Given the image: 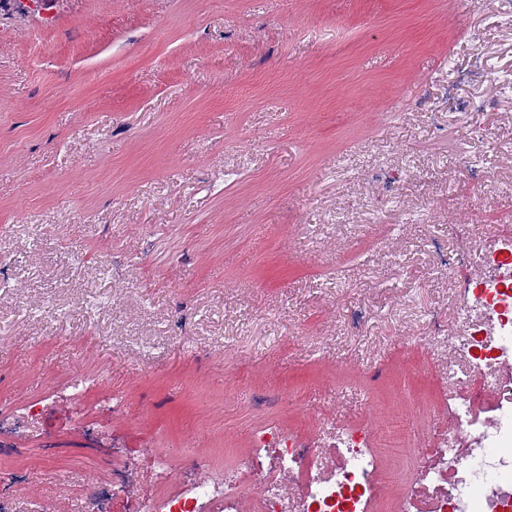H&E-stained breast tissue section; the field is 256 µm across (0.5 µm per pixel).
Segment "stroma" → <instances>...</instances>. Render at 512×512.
Listing matches in <instances>:
<instances>
[{"label": "stroma", "mask_w": 512, "mask_h": 512, "mask_svg": "<svg viewBox=\"0 0 512 512\" xmlns=\"http://www.w3.org/2000/svg\"><path fill=\"white\" fill-rule=\"evenodd\" d=\"M509 228L512 0L0 13V408L100 379L0 456V503L83 512L110 452L150 495L155 455L237 460L263 425L420 432L467 376L428 329L440 260Z\"/></svg>", "instance_id": "stroma-1"}]
</instances>
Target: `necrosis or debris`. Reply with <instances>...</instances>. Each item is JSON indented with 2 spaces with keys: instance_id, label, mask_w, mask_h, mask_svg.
<instances>
[{
  "instance_id": "1",
  "label": "necrosis or debris",
  "mask_w": 512,
  "mask_h": 512,
  "mask_svg": "<svg viewBox=\"0 0 512 512\" xmlns=\"http://www.w3.org/2000/svg\"><path fill=\"white\" fill-rule=\"evenodd\" d=\"M486 264L448 270L458 287L445 350L470 372L442 416L425 413V435L401 440L394 478L369 424L337 427L328 439L262 426L234 465L155 456L159 483L175 463L190 476L171 493L135 498L130 512H512L511 231Z\"/></svg>"
}]
</instances>
